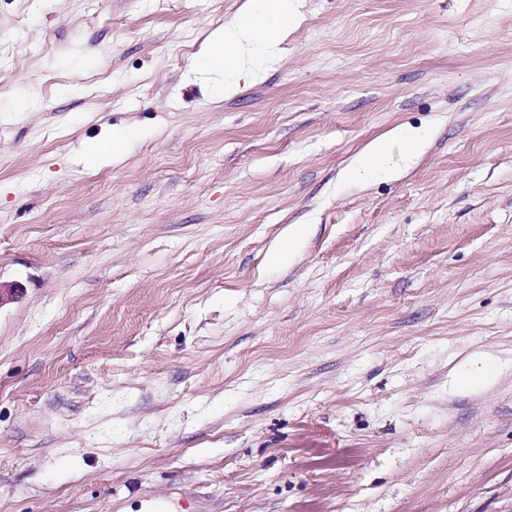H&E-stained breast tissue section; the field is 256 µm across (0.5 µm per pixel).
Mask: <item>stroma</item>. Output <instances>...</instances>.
Listing matches in <instances>:
<instances>
[{
	"label": "stroma",
	"instance_id": "1",
	"mask_svg": "<svg viewBox=\"0 0 512 512\" xmlns=\"http://www.w3.org/2000/svg\"><path fill=\"white\" fill-rule=\"evenodd\" d=\"M245 2L0 0V512H512V0ZM301 0H248L250 5L242 16L215 31L208 40L199 67L217 68L224 72V92L232 94L236 84L231 80L239 67V57L244 44H250L259 35L266 53L276 46L293 29L299 16ZM273 20L281 24L270 28ZM431 131L425 128L412 129L402 125L393 127L373 143L359 158L353 175L362 180L374 176L378 171L389 174L394 171L392 166V149H401V160L413 161L422 151ZM497 366L478 354L470 355L464 362V369L455 376L457 389L469 391L495 377Z\"/></svg>",
	"mask_w": 512,
	"mask_h": 512
}]
</instances>
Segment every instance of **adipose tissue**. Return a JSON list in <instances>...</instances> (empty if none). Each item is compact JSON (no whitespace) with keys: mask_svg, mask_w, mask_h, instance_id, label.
Returning <instances> with one entry per match:
<instances>
[{"mask_svg":"<svg viewBox=\"0 0 512 512\" xmlns=\"http://www.w3.org/2000/svg\"><path fill=\"white\" fill-rule=\"evenodd\" d=\"M299 7V0H249L247 10L239 19L211 35L200 60L201 66L223 72L225 93H234L233 78L243 46L257 39L265 51H273L293 29ZM430 135V130L425 128L393 127L364 151L353 170L354 176L365 180L379 172L392 173L393 148H400L402 161H413Z\"/></svg>","mask_w":512,"mask_h":512,"instance_id":"1","label":"adipose tissue"}]
</instances>
